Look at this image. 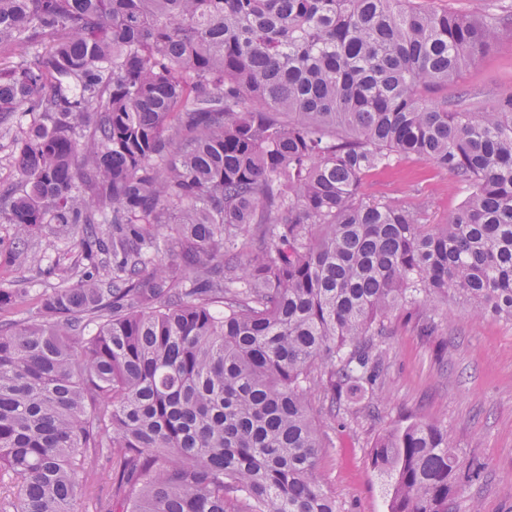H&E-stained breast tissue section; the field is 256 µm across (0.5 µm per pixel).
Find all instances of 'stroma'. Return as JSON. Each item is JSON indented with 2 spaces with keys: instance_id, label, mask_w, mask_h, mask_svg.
<instances>
[{
  "instance_id": "35a3bbf8",
  "label": "stroma",
  "mask_w": 512,
  "mask_h": 512,
  "mask_svg": "<svg viewBox=\"0 0 512 512\" xmlns=\"http://www.w3.org/2000/svg\"><path fill=\"white\" fill-rule=\"evenodd\" d=\"M466 89L478 110L512 94V31L463 70L449 95ZM364 196L388 197L405 206L423 204L428 223L444 221L468 193L452 177L421 163L394 161L363 182ZM31 262L0 266V285L35 292L60 284L52 271L79 267L72 239L47 235L29 247ZM379 338L384 370L378 387L342 399L325 423L328 446L318 470L338 512H387L386 478L371 462L382 435L416 421L437 419L460 453L485 466L464 486L453 512H512V323L452 303L433 335H420L414 317L395 310Z\"/></svg>"
}]
</instances>
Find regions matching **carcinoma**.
<instances>
[{"mask_svg": "<svg viewBox=\"0 0 512 512\" xmlns=\"http://www.w3.org/2000/svg\"><path fill=\"white\" fill-rule=\"evenodd\" d=\"M512 23L413 0H0V224L86 264L0 319V512H77L116 459L125 512H337L323 418L374 390L395 308L512 322V94L454 83ZM472 189L440 224L364 177ZM112 225L111 245L97 225ZM25 293L0 288V315ZM389 512H448L484 466L438 420L387 433Z\"/></svg>", "mask_w": 512, "mask_h": 512, "instance_id": "cac0c4a2", "label": "carcinoma"}]
</instances>
